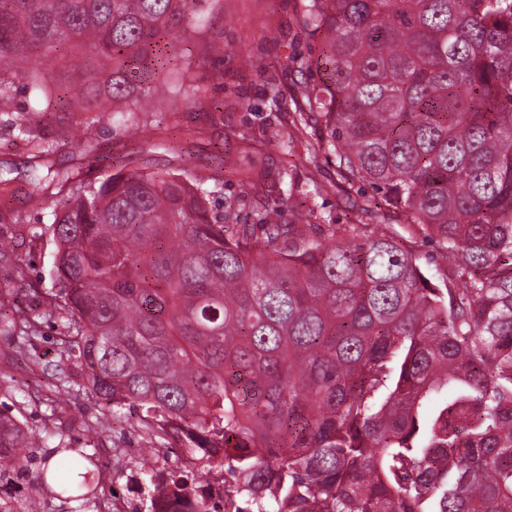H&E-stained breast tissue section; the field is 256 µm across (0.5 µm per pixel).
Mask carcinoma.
Listing matches in <instances>:
<instances>
[{
    "label": "carcinoma",
    "instance_id": "obj_1",
    "mask_svg": "<svg viewBox=\"0 0 512 512\" xmlns=\"http://www.w3.org/2000/svg\"><path fill=\"white\" fill-rule=\"evenodd\" d=\"M195 0H0V114L37 143L35 191L62 207L48 227L59 289L38 310L0 289V335L36 366L55 322V387L133 408L150 444L218 448L224 506L199 493L192 453L155 484L168 512H512V0H302L322 36L296 111L340 175L399 210L448 265L435 283L392 234L364 224L301 232L288 250L270 223L235 229L204 189L149 161L87 184L52 169L55 143L15 105L17 80L55 111L37 65L74 43L102 62L86 129L149 111L136 86L149 58L177 54ZM29 264L0 239V264ZM35 431L0 403V482L26 467ZM69 474L45 490L101 512L94 465L62 447Z\"/></svg>",
    "mask_w": 512,
    "mask_h": 512
}]
</instances>
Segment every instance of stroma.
<instances>
[{"mask_svg":"<svg viewBox=\"0 0 512 512\" xmlns=\"http://www.w3.org/2000/svg\"><path fill=\"white\" fill-rule=\"evenodd\" d=\"M300 6V0H196L194 32L179 47L192 63L194 79L184 90L194 97L193 107H183L171 96L166 76L145 69L140 81L152 92L154 111L133 118L114 114L85 155L74 153L72 146L85 140L79 107L85 73L94 61L76 45L52 54L41 71L63 90L66 107L75 113L68 143L55 148V166L82 168L85 182L94 183L104 174L98 157L111 156L117 171L138 168L149 159L205 178L213 210L232 211L242 224L257 222L254 201L242 194L238 182L226 177L225 170L250 169L265 175L273 199L280 201L279 224L322 228L358 223L376 235L397 233L434 280L442 281L447 270L437 266L432 243L416 238L394 211L370 205L371 189L345 181L334 156L309 155L314 130L305 131L293 147H283L280 136L288 132L293 102L301 94L310 42ZM212 40L223 42V58L206 57ZM233 130L247 134L248 151L223 152ZM32 149V143L0 116V176L10 180L9 194H0V236L12 239L16 253L30 264L34 287L45 291L55 285L56 247L47 231L49 210L29 203L35 189L28 172ZM18 220L35 233V240L15 238ZM46 393L44 378L33 374L0 337V400L38 430L43 426ZM56 400L65 443L96 455L102 464L103 502L116 499L123 504L121 512H145L150 476L171 469L186 456V448L175 445L169 456L155 454L128 410L102 408L89 393L63 391Z\"/></svg>","mask_w":512,"mask_h":512,"instance_id":"stroma-1","label":"stroma"}]
</instances>
